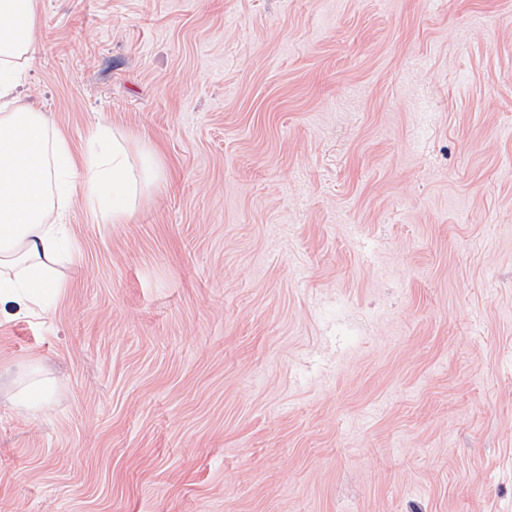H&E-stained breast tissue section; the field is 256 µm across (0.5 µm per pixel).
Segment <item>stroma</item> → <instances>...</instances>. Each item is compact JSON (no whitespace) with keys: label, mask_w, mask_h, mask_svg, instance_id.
I'll return each instance as SVG.
<instances>
[{"label":"stroma","mask_w":512,"mask_h":512,"mask_svg":"<svg viewBox=\"0 0 512 512\" xmlns=\"http://www.w3.org/2000/svg\"><path fill=\"white\" fill-rule=\"evenodd\" d=\"M18 93L166 183L0 309V512H512V0H41ZM51 402L52 392L43 385L21 394L14 405L23 409H42L49 406Z\"/></svg>","instance_id":"obj_1"}]
</instances>
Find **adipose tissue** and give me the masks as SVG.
Returning a JSON list of instances; mask_svg holds the SVG:
<instances>
[{"label":"adipose tissue","instance_id":"adipose-tissue-1","mask_svg":"<svg viewBox=\"0 0 512 512\" xmlns=\"http://www.w3.org/2000/svg\"><path fill=\"white\" fill-rule=\"evenodd\" d=\"M38 11L39 0H0V302L44 315L65 286L72 201L91 208L97 223L127 224L164 173L151 149L131 159L126 140L106 122L94 125L75 154L46 113L21 101L16 88L33 58Z\"/></svg>","mask_w":512,"mask_h":512}]
</instances>
